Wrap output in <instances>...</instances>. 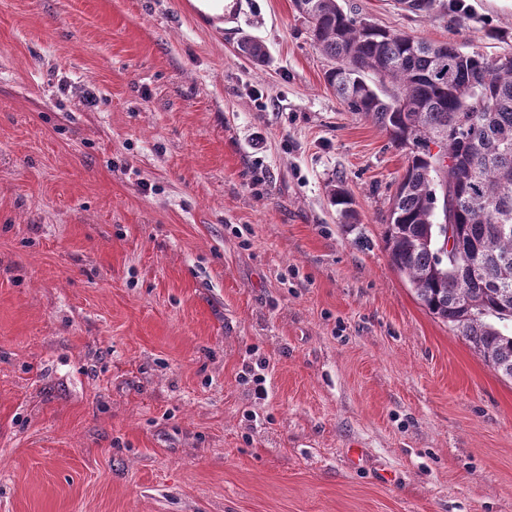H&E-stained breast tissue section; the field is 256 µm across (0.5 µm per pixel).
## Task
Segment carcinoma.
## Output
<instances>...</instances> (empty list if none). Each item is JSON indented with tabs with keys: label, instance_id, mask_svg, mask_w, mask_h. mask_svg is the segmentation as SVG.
<instances>
[{
	"label": "carcinoma",
	"instance_id": "obj_1",
	"mask_svg": "<svg viewBox=\"0 0 512 512\" xmlns=\"http://www.w3.org/2000/svg\"><path fill=\"white\" fill-rule=\"evenodd\" d=\"M313 41L331 60L327 85L352 112L384 128L408 150L383 235L391 264L418 300L463 336L494 371L512 378V55L487 59L454 43L360 24L337 0H293ZM240 53L267 51L244 37ZM468 156L450 179L435 170L430 144ZM331 201L356 221L343 185ZM452 236H447V226Z\"/></svg>",
	"mask_w": 512,
	"mask_h": 512
}]
</instances>
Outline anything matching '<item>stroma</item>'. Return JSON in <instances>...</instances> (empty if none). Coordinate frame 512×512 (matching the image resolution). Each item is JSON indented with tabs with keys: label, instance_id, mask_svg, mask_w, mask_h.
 <instances>
[{
	"label": "stroma",
	"instance_id": "stroma-1",
	"mask_svg": "<svg viewBox=\"0 0 512 512\" xmlns=\"http://www.w3.org/2000/svg\"><path fill=\"white\" fill-rule=\"evenodd\" d=\"M339 2L512 53V0ZM330 66L292 0H0V512H512V379L392 267L407 153ZM341 184L334 185L331 189V201L334 206H336L337 211L340 213V217L343 219V223L345 224H354L356 223V212L350 206L352 205L353 199L351 194L347 189L343 187L342 181Z\"/></svg>",
	"mask_w": 512,
	"mask_h": 512
}]
</instances>
